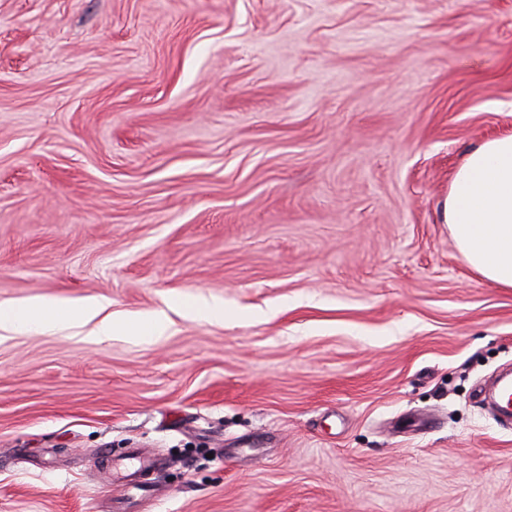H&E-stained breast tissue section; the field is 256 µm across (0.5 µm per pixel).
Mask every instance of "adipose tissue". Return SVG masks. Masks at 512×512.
I'll return each mask as SVG.
<instances>
[{
	"label": "adipose tissue",
	"mask_w": 512,
	"mask_h": 512,
	"mask_svg": "<svg viewBox=\"0 0 512 512\" xmlns=\"http://www.w3.org/2000/svg\"><path fill=\"white\" fill-rule=\"evenodd\" d=\"M444 214L471 268L497 287L512 288V134L468 154L449 185ZM106 309V300L98 298L1 304L0 329L70 330L92 323L104 336L159 337L170 327L162 311L131 320L113 318Z\"/></svg>",
	"instance_id": "ef3b65f1"
}]
</instances>
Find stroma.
Returning <instances> with one entry per match:
<instances>
[{"instance_id": "35a3bbf8", "label": "stroma", "mask_w": 512, "mask_h": 512, "mask_svg": "<svg viewBox=\"0 0 512 512\" xmlns=\"http://www.w3.org/2000/svg\"><path fill=\"white\" fill-rule=\"evenodd\" d=\"M505 134L512 0H0V304L172 321L0 330V512H512L443 212ZM188 315L206 320H223L224 304L216 299L209 300L204 296H200L189 307ZM107 309L104 299L85 298L77 301L38 299L27 304H1L0 329L70 330L95 322L103 336L124 333L129 336H162L170 327L165 311L154 312L137 320L114 319L103 315Z\"/></svg>"}]
</instances>
